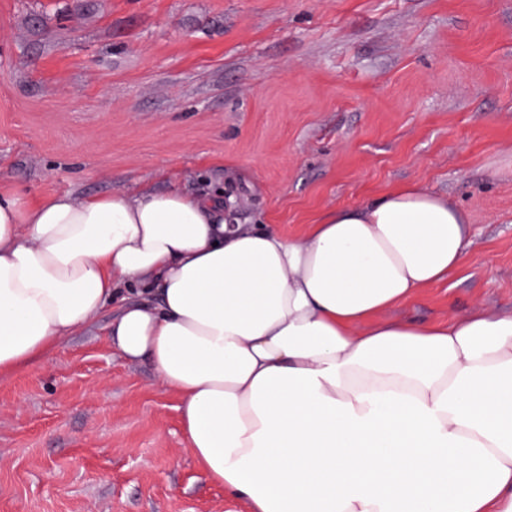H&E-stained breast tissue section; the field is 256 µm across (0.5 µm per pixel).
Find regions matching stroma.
Returning a JSON list of instances; mask_svg holds the SVG:
<instances>
[{"mask_svg":"<svg viewBox=\"0 0 512 512\" xmlns=\"http://www.w3.org/2000/svg\"><path fill=\"white\" fill-rule=\"evenodd\" d=\"M406 184L470 245L390 310L512 312V0H0V185L183 190L289 237ZM104 311L0 376V512H249Z\"/></svg>","mask_w":512,"mask_h":512,"instance_id":"obj_1","label":"stroma"}]
</instances>
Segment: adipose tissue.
I'll return each instance as SVG.
<instances>
[{"instance_id": "obj_1", "label": "adipose tissue", "mask_w": 512, "mask_h": 512, "mask_svg": "<svg viewBox=\"0 0 512 512\" xmlns=\"http://www.w3.org/2000/svg\"><path fill=\"white\" fill-rule=\"evenodd\" d=\"M468 245L411 184L296 238L217 196L0 188V375L118 298L113 346L180 396L189 451L250 512H512V313L386 316Z\"/></svg>"}]
</instances>
